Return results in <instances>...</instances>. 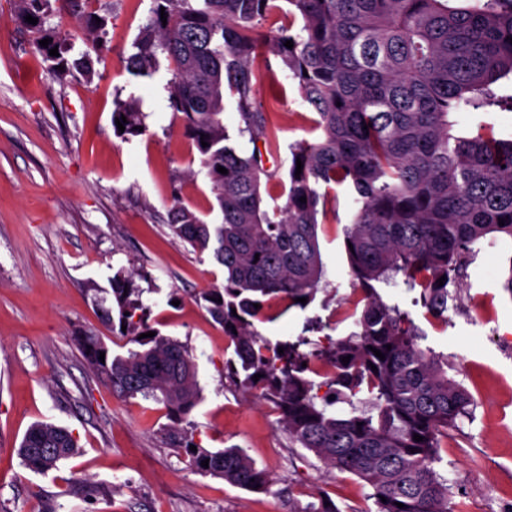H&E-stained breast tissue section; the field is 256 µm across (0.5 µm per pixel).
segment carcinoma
I'll return each instance as SVG.
<instances>
[{
  "instance_id": "1",
  "label": "carcinoma",
  "mask_w": 512,
  "mask_h": 512,
  "mask_svg": "<svg viewBox=\"0 0 512 512\" xmlns=\"http://www.w3.org/2000/svg\"><path fill=\"white\" fill-rule=\"evenodd\" d=\"M64 2L79 16L80 31L63 38L45 29L51 0H15L14 14L37 40L51 39L41 51L61 78L89 72L86 56L72 60L70 54L77 39L94 42L107 27L106 17L98 23L97 13L87 10L88 0ZM153 2L128 65L148 75L160 53L173 64L170 107L196 145L222 215L221 223L209 224L176 197L168 229L224 270V288L201 299L233 345L225 378L261 390L280 409L289 439L368 483L378 512H448L449 488L433 467L438 435L466 412L471 397L418 346L422 333L410 314L384 301L377 287L402 276L408 290H419L415 303L440 319L467 276L474 248L491 234L512 238V138L482 127L462 133L453 120L459 112L498 105L494 85L512 74V0H474L461 10L448 8L446 0H286L300 24L276 31L263 23L280 10L279 0ZM28 15L37 24L28 23ZM288 40L291 49L284 46ZM55 47L57 57L49 55ZM261 52L281 61L316 113V138L289 147L280 204L262 195L263 152L275 147L249 66ZM227 91L236 98L239 133L253 144L247 157L229 145ZM121 116L124 134H140L145 115L136 100L116 105L112 118ZM220 166L228 173L218 172ZM338 187L355 202L343 237L353 246L346 254L360 290L359 331L337 340L326 336L317 355L334 370L326 385L353 396L366 389L374 415L327 410L333 401L314 393L311 368L302 366L310 362L301 350L309 338L273 343L254 326L269 320L268 296L289 308H306L302 297L314 301L324 274L319 226L336 221ZM142 294L132 275L115 273L112 308L104 317L126 326L119 335L127 349L116 354L98 336H79L85 361L117 397L163 405L172 422L169 440L196 471L244 490L269 491V474L241 448H204L180 427L202 398L197 366L173 337L158 331L140 337L152 330ZM416 434L423 441H415ZM78 452L67 428L47 422L32 424L17 449L25 468L42 474Z\"/></svg>"
}]
</instances>
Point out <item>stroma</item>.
I'll list each match as a JSON object with an SVG mask.
<instances>
[{
    "mask_svg": "<svg viewBox=\"0 0 512 512\" xmlns=\"http://www.w3.org/2000/svg\"><path fill=\"white\" fill-rule=\"evenodd\" d=\"M152 7L95 0L109 20L105 44L77 41L92 74L60 82L15 24L14 0H0V512H299L321 496L340 512H376L366 482L291 443L260 391L224 378V329L198 301L223 287V271L167 228L173 197L209 211L208 178L169 106L170 62L160 59L148 76L125 63ZM253 67L261 106L281 105L267 126L278 159L264 183L276 194L289 145L314 136V113L285 68L262 55ZM131 98L147 106L146 130L123 137L112 113ZM353 210L341 193L336 223L321 227L324 276L314 303L257 323L262 336L294 338L306 320L326 323L358 296L342 232ZM511 268L512 239L478 246L444 326H432L406 289L381 291L409 311L422 347L471 396L441 435L434 464L448 482L450 512L493 500L512 512V293L503 286ZM120 269L151 274L154 290L143 295L151 319L194 357L203 395L188 417L196 441L242 448L271 474L270 492L193 470L168 442L164 410L118 399L87 365L76 338L114 341L102 311ZM35 422L68 428L79 454L45 474L27 470L16 448Z\"/></svg>",
    "mask_w": 512,
    "mask_h": 512,
    "instance_id": "35a3bbf8",
    "label": "stroma"
}]
</instances>
